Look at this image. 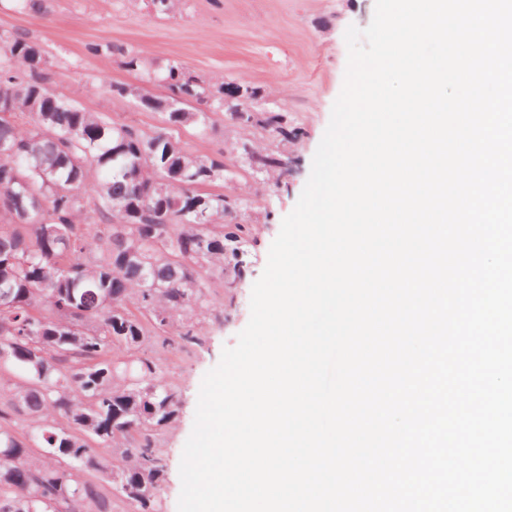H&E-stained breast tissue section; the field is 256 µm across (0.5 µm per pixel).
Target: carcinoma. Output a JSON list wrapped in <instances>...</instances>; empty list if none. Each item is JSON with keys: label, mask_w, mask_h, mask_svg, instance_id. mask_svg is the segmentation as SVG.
<instances>
[{"label": "carcinoma", "mask_w": 512, "mask_h": 512, "mask_svg": "<svg viewBox=\"0 0 512 512\" xmlns=\"http://www.w3.org/2000/svg\"><path fill=\"white\" fill-rule=\"evenodd\" d=\"M0 354L24 374L11 404L35 424L36 447L0 426V512H111L87 475L118 485L131 512H160L163 459L153 431L175 419L178 395L139 356L147 336L136 308L187 342L208 316L203 274L239 277L249 233L224 230L238 205L224 161L186 149L163 128L152 134L104 119L49 87L42 50L17 33L0 36ZM159 81L167 97L109 84L202 131L224 110V91L254 104L266 90L192 74L177 60ZM251 165L279 181L298 133L278 111L234 122ZM69 419L73 430L55 427ZM121 448L109 462L90 442Z\"/></svg>", "instance_id": "obj_1"}]
</instances>
